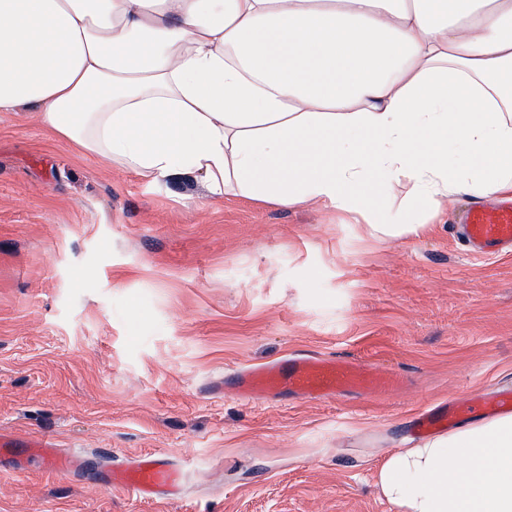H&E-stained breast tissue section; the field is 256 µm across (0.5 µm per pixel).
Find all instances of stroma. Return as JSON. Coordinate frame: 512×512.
Here are the masks:
<instances>
[{"label": "stroma", "mask_w": 512, "mask_h": 512, "mask_svg": "<svg viewBox=\"0 0 512 512\" xmlns=\"http://www.w3.org/2000/svg\"><path fill=\"white\" fill-rule=\"evenodd\" d=\"M450 200L422 237L364 238L309 204L207 199L0 112V430L85 451L66 477L0 460V512H397L383 454L419 412L512 388V253L466 256ZM352 356L404 387L264 403L224 372L289 354ZM159 452L178 497L106 486L105 460Z\"/></svg>", "instance_id": "1"}]
</instances>
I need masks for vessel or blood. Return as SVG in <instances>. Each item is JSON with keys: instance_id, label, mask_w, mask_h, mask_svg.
I'll list each match as a JSON object with an SVG mask.
<instances>
[{"instance_id": "b4317fda", "label": "vessel or blood", "mask_w": 512, "mask_h": 512, "mask_svg": "<svg viewBox=\"0 0 512 512\" xmlns=\"http://www.w3.org/2000/svg\"><path fill=\"white\" fill-rule=\"evenodd\" d=\"M455 232L470 258L481 260L512 248V202L471 207ZM234 393L243 399L276 400L286 395L327 402L337 395L355 391L361 394H389L398 390L399 378L384 376L349 357L325 358L295 354L269 364L243 367L227 377ZM24 447L26 460L44 469L75 471L83 468L86 457L80 453L63 455L42 437L25 442L0 433V456ZM108 487L118 488L149 500L175 494L182 473L161 454L138 455L105 472Z\"/></svg>"}]
</instances>
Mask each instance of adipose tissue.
Returning <instances> with one entry per match:
<instances>
[{
    "instance_id": "adipose-tissue-1",
    "label": "adipose tissue",
    "mask_w": 512,
    "mask_h": 512,
    "mask_svg": "<svg viewBox=\"0 0 512 512\" xmlns=\"http://www.w3.org/2000/svg\"><path fill=\"white\" fill-rule=\"evenodd\" d=\"M22 106L154 183L419 237V210L512 194V0H0V112ZM375 486L400 512H512V413L385 454Z\"/></svg>"
}]
</instances>
